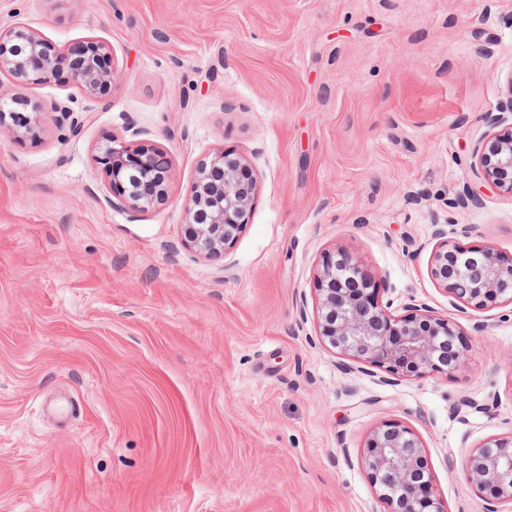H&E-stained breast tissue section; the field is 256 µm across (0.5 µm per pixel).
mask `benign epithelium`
I'll use <instances>...</instances> for the list:
<instances>
[{
	"label": "benign epithelium",
	"mask_w": 512,
	"mask_h": 512,
	"mask_svg": "<svg viewBox=\"0 0 512 512\" xmlns=\"http://www.w3.org/2000/svg\"><path fill=\"white\" fill-rule=\"evenodd\" d=\"M105 46L96 40L60 49L40 34L18 27L0 32V74L27 85H42L68 67L72 85L102 98L112 88ZM20 128H0L36 137L40 107ZM161 153L112 139L94 163L112 189V207L146 210L163 200L168 179ZM478 178L512 195V126L497 132L479 155ZM258 197V177L248 158L227 162L218 150L203 161L186 205L184 244L203 257L228 252L249 224ZM430 275L452 299L457 312L512 306V258L490 247H461L439 242L431 255ZM318 340L323 347L360 364V371L387 374L384 381L448 373L465 361L456 322L425 303L412 301L395 315L382 303L374 281L351 252L329 254L316 278ZM359 463L383 512H448L433 492V474L425 462V446L411 428L396 422L375 427L366 438ZM467 481L486 500L487 512L512 505V434L474 448L465 465Z\"/></svg>",
	"instance_id": "benign-epithelium-1"
}]
</instances>
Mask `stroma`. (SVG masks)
I'll return each mask as SVG.
<instances>
[{"mask_svg": "<svg viewBox=\"0 0 512 512\" xmlns=\"http://www.w3.org/2000/svg\"><path fill=\"white\" fill-rule=\"evenodd\" d=\"M16 27L100 41L114 81L0 76L41 108L37 140L0 131V512H381L357 458L384 422L421 437L448 512H486L464 468L512 434V318L456 316L429 265L439 229L512 255V196L473 172L512 124V0H0ZM113 137L165 153L162 204L112 208ZM218 149L259 194L206 259L185 207ZM338 249L395 313L457 317L465 365L343 370L314 340Z\"/></svg>", "mask_w": 512, "mask_h": 512, "instance_id": "1", "label": "stroma"}]
</instances>
